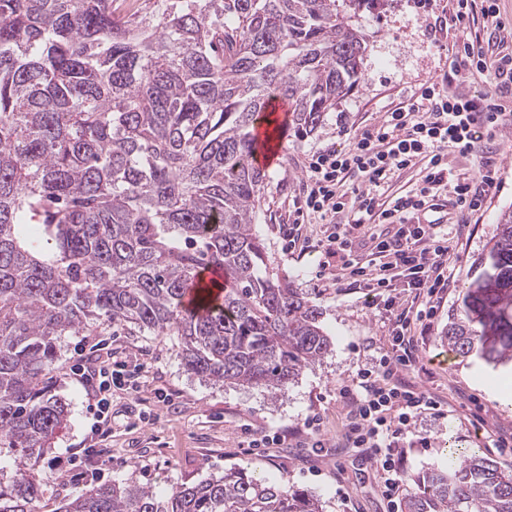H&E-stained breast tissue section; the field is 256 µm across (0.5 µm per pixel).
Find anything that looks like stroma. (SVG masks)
<instances>
[{"label": "stroma", "instance_id": "35a3bbf8", "mask_svg": "<svg viewBox=\"0 0 512 512\" xmlns=\"http://www.w3.org/2000/svg\"><path fill=\"white\" fill-rule=\"evenodd\" d=\"M452 4L388 0L382 9L355 18L367 37L358 85L312 135L285 140L277 165L269 170L271 181L255 229L268 265L287 274L320 309L331 339L328 354L274 395L259 387L199 380L186 371L175 336L114 325L103 335L92 326L62 337L52 388L68 404L69 415L43 460V502L48 508L85 484L132 482L163 492L237 468L314 495L323 512H397L363 449L348 446V408L339 396L371 356L391 348L393 316L386 307L387 294L337 286L335 266L326 265L316 246L322 225L302 224L304 246L294 251L287 246L285 231L311 153L346 148L356 131L376 124L430 82L453 75L455 52L464 43L481 40L491 59L512 52V38L491 39L482 14L460 25L451 22ZM492 148L498 187L480 211L460 222L451 198L443 196L420 216L421 222H434L444 230L457 224L461 231L453 259L454 285L438 303L429 328L414 334L415 367L403 377L432 395L442 409L441 415L418 417L401 443L403 498L414 491L415 477L446 462L453 450H478L501 470L512 471V451L497 445L498 439L512 435V373L457 358L442 339L474 277L475 258L495 235L504 206L512 204V130H500ZM110 357L126 362L137 391L115 392L112 434L95 443L90 433L93 401L71 367ZM162 392L167 402H159ZM311 418L319 422L325 440L319 450L312 448L306 428ZM267 436L275 438V445L257 447V440ZM424 437L429 440L425 446L420 443ZM87 443L92 449L81 466L88 472L82 481L77 477L81 468L68 462V451Z\"/></svg>", "mask_w": 512, "mask_h": 512}]
</instances>
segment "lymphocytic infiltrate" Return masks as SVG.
Wrapping results in <instances>:
<instances>
[{
    "mask_svg": "<svg viewBox=\"0 0 512 512\" xmlns=\"http://www.w3.org/2000/svg\"><path fill=\"white\" fill-rule=\"evenodd\" d=\"M458 68L459 78L430 82L419 100L386 113L377 124L354 135L347 149L310 155L293 201L296 218L311 217L331 225V232L319 246L326 256L339 258L340 271L367 288L403 283L422 303L421 309L412 312L398 309L396 297L387 298L388 307L397 311L391 351L359 369L354 387L339 391L350 406L346 437L352 447L366 449L367 459L375 464L390 497L402 478L395 448L415 418L440 409L430 395L411 385H395L392 379L414 367L411 327L433 318L435 299L454 278L450 267L453 237L437 232L434 225L417 223L415 217L444 190L451 191L461 215L482 208L496 184L494 158L482 157L476 175L455 179L448 157L476 153L482 137H494L496 128L505 125L507 118L501 104L471 95L466 83L478 73L495 81L501 95H512L511 54L490 63L480 43H467ZM422 160L427 163L422 186L383 206L381 185ZM345 211L352 214L351 223H337V214ZM373 222L393 225L395 232L385 238L369 236L375 262L366 266L352 253L353 232ZM74 374L95 400L92 433L108 438L112 432V396L130 387L125 363L108 360L93 368L80 364Z\"/></svg>",
    "mask_w": 512,
    "mask_h": 512,
    "instance_id": "1",
    "label": "lymphocytic infiltrate"
}]
</instances>
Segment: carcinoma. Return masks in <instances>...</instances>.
I'll use <instances>...</instances> for the list:
<instances>
[{"label":"carcinoma","instance_id":"cac0c4a2","mask_svg":"<svg viewBox=\"0 0 512 512\" xmlns=\"http://www.w3.org/2000/svg\"><path fill=\"white\" fill-rule=\"evenodd\" d=\"M383 0H0V512H39L40 460L68 418L57 343L93 321L180 336L192 375L282 389L321 360V312L272 272L253 224L269 173L253 126L277 96L313 134L356 84ZM444 334L456 357L512 366V205ZM224 299L184 300L200 271ZM404 512H512V473L477 451L416 479ZM53 512H322L241 470L159 495L81 489Z\"/></svg>","mask_w":512,"mask_h":512}]
</instances>
